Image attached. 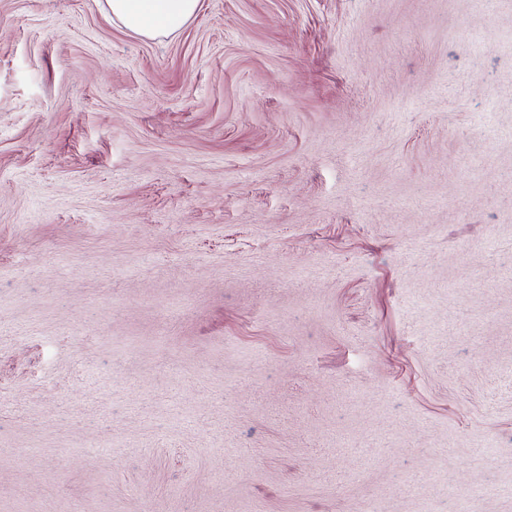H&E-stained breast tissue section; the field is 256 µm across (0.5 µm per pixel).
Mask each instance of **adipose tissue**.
<instances>
[{
    "label": "adipose tissue",
    "instance_id": "ef3b65f1",
    "mask_svg": "<svg viewBox=\"0 0 512 512\" xmlns=\"http://www.w3.org/2000/svg\"><path fill=\"white\" fill-rule=\"evenodd\" d=\"M199 0H105L113 21L146 38L175 35L196 15Z\"/></svg>",
    "mask_w": 512,
    "mask_h": 512
}]
</instances>
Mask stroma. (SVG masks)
Returning a JSON list of instances; mask_svg holds the SVG:
<instances>
[{"label": "stroma", "mask_w": 512, "mask_h": 512, "mask_svg": "<svg viewBox=\"0 0 512 512\" xmlns=\"http://www.w3.org/2000/svg\"><path fill=\"white\" fill-rule=\"evenodd\" d=\"M0 0V512H512V0ZM199 0H105L112 21L146 38L173 36L196 15Z\"/></svg>", "instance_id": "35a3bbf8"}]
</instances>
